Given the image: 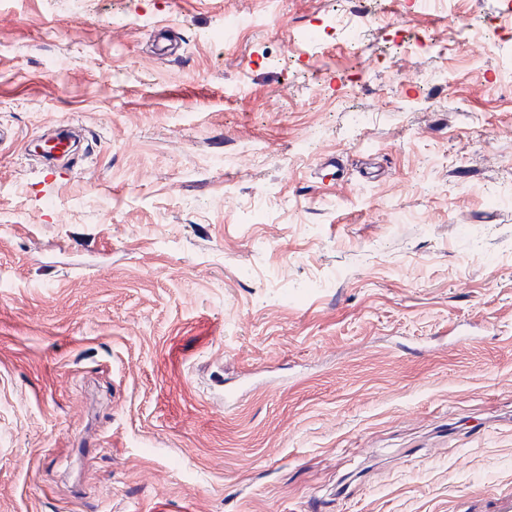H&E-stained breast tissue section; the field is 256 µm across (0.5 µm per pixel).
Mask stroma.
Returning a JSON list of instances; mask_svg holds the SVG:
<instances>
[{"label":"stroma","mask_w":512,"mask_h":512,"mask_svg":"<svg viewBox=\"0 0 512 512\" xmlns=\"http://www.w3.org/2000/svg\"><path fill=\"white\" fill-rule=\"evenodd\" d=\"M355 4L0 0V512L512 488V9Z\"/></svg>","instance_id":"stroma-1"}]
</instances>
